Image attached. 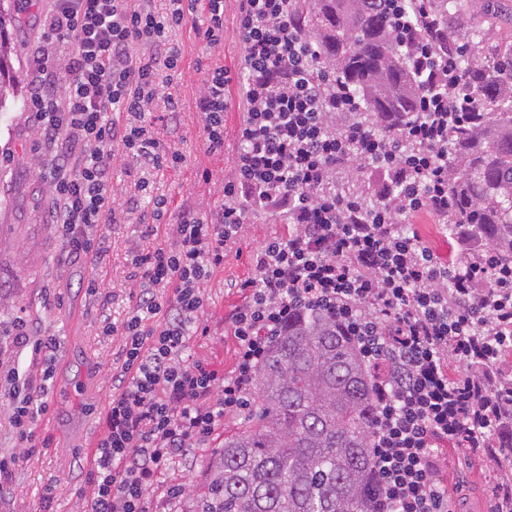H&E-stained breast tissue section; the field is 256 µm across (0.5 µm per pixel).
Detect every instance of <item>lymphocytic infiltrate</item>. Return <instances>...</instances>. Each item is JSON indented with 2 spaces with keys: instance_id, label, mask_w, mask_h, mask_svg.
<instances>
[{
  "instance_id": "obj_1",
  "label": "lymphocytic infiltrate",
  "mask_w": 512,
  "mask_h": 512,
  "mask_svg": "<svg viewBox=\"0 0 512 512\" xmlns=\"http://www.w3.org/2000/svg\"><path fill=\"white\" fill-rule=\"evenodd\" d=\"M294 2L239 0L243 69L234 77L210 71L196 104L207 149L219 152L229 86L242 90L245 117L224 204L212 221L180 212L164 244L154 241L157 226H146L131 252L140 279L133 308L121 323L102 321L103 335L122 339V363L78 491L83 512H175L185 489L170 486L156 502L162 475L210 447L225 416L245 408L272 342L297 317L335 320L367 371L377 408L368 512H449L444 446L496 456L493 369L512 345V266L487 248L441 264L410 222L423 211L440 224L453 218L448 130L462 113L481 111L479 96L461 90L462 26L438 24L426 36L411 20L417 0H400L391 39L422 77L427 106L380 133L361 120L336 74L322 71ZM187 24L217 47L224 0H167L161 11L154 0H54L45 45L32 56L27 109L55 149L52 218L71 253L98 258L97 229L140 208L142 197L122 195L112 181L120 156L154 170L182 163L181 153L161 149L147 117L159 99L168 112L178 109L166 91L180 56L171 34ZM60 47L54 73L47 60ZM364 168L377 179L340 189V172ZM259 209L273 210L289 231L254 251L255 276L232 317L236 364L224 375L186 352L207 282ZM12 342L32 349V365L0 371L9 423L29 455L50 375L36 362L56 339L21 330ZM452 361L461 366L453 377Z\"/></svg>"
}]
</instances>
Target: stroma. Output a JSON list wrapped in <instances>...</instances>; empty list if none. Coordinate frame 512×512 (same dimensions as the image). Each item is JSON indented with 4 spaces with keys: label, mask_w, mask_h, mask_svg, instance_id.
Returning a JSON list of instances; mask_svg holds the SVG:
<instances>
[{
    "label": "stroma",
    "mask_w": 512,
    "mask_h": 512,
    "mask_svg": "<svg viewBox=\"0 0 512 512\" xmlns=\"http://www.w3.org/2000/svg\"><path fill=\"white\" fill-rule=\"evenodd\" d=\"M9 8L16 18L11 41L18 94L0 110V328L13 325L23 314L30 335L55 337L46 386L52 389L64 381L77 392L73 398L50 401L37 425L38 447L16 467L14 493L0 501V512H81L77 490L85 482L87 448L102 433V417L112 394V365L121 354L120 337L102 335L100 318L107 315L121 321L133 306L138 282L129 251L145 225L152 223V209L139 208L98 231L103 251L99 266L70 255L50 213L52 195L46 176L53 148L32 128L25 109L30 53L52 2L11 0ZM238 16L235 0H226L224 41L212 49L204 48L188 29L171 34L181 57L180 74L168 91L179 110L171 117L163 105H156L152 131L164 148L183 153L184 164L148 170L128 156L112 172L114 184L120 187L131 191L145 180L150 194L166 197V222H175L183 209L215 217L224 202V180L239 149L244 112L235 107L225 112L224 149L211 154L202 140L196 102L207 70L221 66L235 72L244 64L235 35ZM287 234V225L278 223L271 211L249 214L243 239L227 249L223 268L206 285L202 321L208 333L191 340L187 350L191 358L224 372L233 367L236 342L231 314L244 303L243 285L254 276L252 253L263 240ZM97 269L104 284L92 294L88 283ZM444 454L442 476L448 483L451 512H491L488 488L512 476V469L499 461L475 459L462 448L451 447ZM49 483L54 489L45 501L41 494Z\"/></svg>",
    "instance_id": "obj_1"
}]
</instances>
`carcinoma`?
Returning <instances> with one entry per match:
<instances>
[{"instance_id": "1", "label": "carcinoma", "mask_w": 512, "mask_h": 512, "mask_svg": "<svg viewBox=\"0 0 512 512\" xmlns=\"http://www.w3.org/2000/svg\"><path fill=\"white\" fill-rule=\"evenodd\" d=\"M460 0H430L416 11L443 21ZM395 0H298L296 15L318 41L320 62L337 70L362 101L364 119L380 131L424 103L419 77L386 40ZM14 15L0 2V108L15 97L6 35ZM485 33L472 26L461 68L478 72L486 119L453 127L448 163L455 223L448 234L487 245L512 263V34L493 55L477 56ZM512 448V403L503 401ZM375 403L351 341L323 317L293 319L272 343L257 372L254 399L239 413L240 427L207 463L205 491L190 512H366L369 432Z\"/></svg>"}]
</instances>
